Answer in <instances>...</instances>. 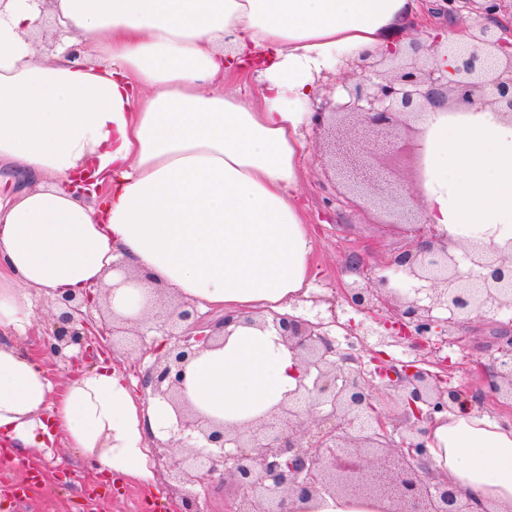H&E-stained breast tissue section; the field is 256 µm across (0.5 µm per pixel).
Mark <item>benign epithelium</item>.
<instances>
[{"label":"benign epithelium","instance_id":"7a95c632","mask_svg":"<svg viewBox=\"0 0 512 512\" xmlns=\"http://www.w3.org/2000/svg\"><path fill=\"white\" fill-rule=\"evenodd\" d=\"M467 2L443 0L439 11L452 25ZM442 52L452 65H430ZM364 62V71L356 74L352 61L340 60L338 68L348 74L345 95L314 110L313 129L321 133L361 126L374 136L373 150L407 151L412 169L405 192L419 204L420 147L409 141V135L417 132L421 112L458 105L474 112L490 107L512 116V42L490 27L481 28L466 46L437 35ZM353 150L352 144L329 143L325 169L356 197L384 207L394 203L387 182L361 164ZM412 233V242L381 266L371 285L355 282L342 290L348 306L371 318L362 335L377 336L382 344L390 338L407 339L421 350L430 337L445 335L456 320L503 308L512 311V250L474 239L464 253L472 268L464 272L447 247L424 242L433 239L429 226L419 225ZM91 303L89 294L82 300L66 296L58 301L55 342L45 354L55 356L70 345L85 350L94 344L104 352L110 350L112 337L127 334L126 328L104 319L95 322ZM381 307L390 308L391 318L378 314ZM437 310L448 317L436 316ZM156 319L167 351L139 376L138 391L169 402L179 432L194 433L212 447L207 454L193 447L180 455L158 454V465L169 476L204 485L216 474L224 475L243 493L237 512H288L289 496L309 499L322 493L381 497L393 504V512H473L451 485L426 483L419 475L427 457L423 423L453 406L471 407L468 395L447 386L441 375L414 364L398 368L374 356L371 376L380 379V385H374L361 355L336 347L331 337L336 321L272 313L253 324H270L278 331L299 356L306 375L313 377L312 384H300L288 403L259 424L229 429L189 412L181 392L189 360L209 342L224 337L236 323L233 315H202L194 304L182 302ZM496 345L499 356L494 358L493 375L483 383L480 395L512 400V335L497 336ZM381 387L399 392L404 432L398 442L397 425L376 405L375 390ZM305 418L315 424L310 435L302 429Z\"/></svg>","mask_w":512,"mask_h":512}]
</instances>
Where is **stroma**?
I'll use <instances>...</instances> for the list:
<instances>
[{"label": "stroma", "mask_w": 512, "mask_h": 512, "mask_svg": "<svg viewBox=\"0 0 512 512\" xmlns=\"http://www.w3.org/2000/svg\"><path fill=\"white\" fill-rule=\"evenodd\" d=\"M305 149L302 158L303 176L299 191L308 205L309 225L314 233L315 248L312 257L314 280L305 296L303 310L307 317L329 318L337 314L339 323L331 329L336 345L347 348V335L364 321V314L343 305L341 291L357 281L358 272L351 270L350 258L361 261L368 273H376L411 240L402 225L400 207L377 208L363 200L351 197L337 188L333 179L321 170L322 139L318 132L304 133ZM512 331V311L486 312L472 319L450 325V343L439 344L437 351H415L403 341H390L382 350L389 361L410 363L419 359L435 361L437 356L448 359L447 379L453 386L466 392L478 391L480 377L470 370L471 360L491 363L497 351L492 338L501 330ZM163 338L154 327L145 329L143 336H125L112 357L128 383L138 381L139 373L153 362L149 349ZM27 459L41 466L39 482L28 493L40 512H83L85 499H93L96 512H143L145 492H153L164 499L169 512H179L180 495L185 486L163 472H156L151 487L141 483L122 481L111 486L104 476L93 475L76 449L58 442L51 454L31 449Z\"/></svg>", "instance_id": "1"}]
</instances>
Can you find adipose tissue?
<instances>
[{
  "mask_svg": "<svg viewBox=\"0 0 512 512\" xmlns=\"http://www.w3.org/2000/svg\"><path fill=\"white\" fill-rule=\"evenodd\" d=\"M418 0H0V162L41 177L0 199V437L53 435L99 474L148 483L150 438L179 432L172 406L139 401L101 365L51 381L20 345L33 293L109 285L116 315L152 325L161 295L222 314L288 312L311 287L314 238L299 200L304 104L340 58L401 47ZM45 27H37V19ZM63 33L51 56L43 33ZM80 42L84 59L66 49ZM232 52H225V44ZM253 77L261 102L226 91ZM424 221L450 253L471 230L512 243V118L493 109L421 116ZM103 195L68 192L75 179ZM137 277L124 284L112 265ZM303 366L274 328L229 326L188 363L184 399L227 426L286 403ZM432 470L474 512H512V422L476 409L427 427ZM292 512H389L378 497L322 494Z\"/></svg>",
  "mask_w": 512,
  "mask_h": 512,
  "instance_id": "1",
  "label": "adipose tissue"
}]
</instances>
